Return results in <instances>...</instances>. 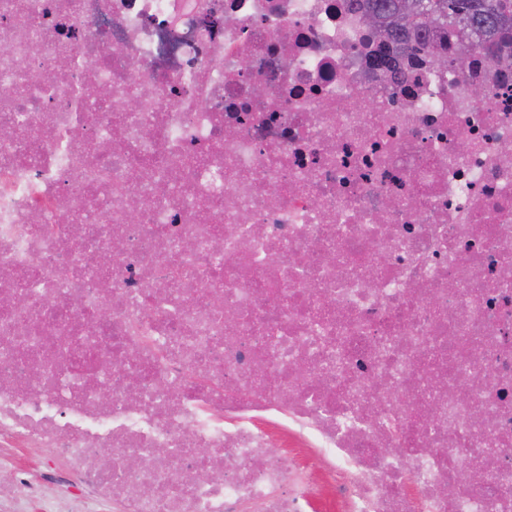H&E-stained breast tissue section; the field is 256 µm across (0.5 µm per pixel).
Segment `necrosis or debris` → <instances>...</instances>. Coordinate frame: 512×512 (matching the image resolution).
Masks as SVG:
<instances>
[{"mask_svg":"<svg viewBox=\"0 0 512 512\" xmlns=\"http://www.w3.org/2000/svg\"><path fill=\"white\" fill-rule=\"evenodd\" d=\"M395 51L350 0H0V512L29 448L81 512H512V42ZM31 458L41 463V473L36 486L43 490L47 498L53 499L60 506L58 512L68 511V506L77 500L78 486L68 481L66 465L59 459L52 457L47 449H37Z\"/></svg>","mask_w":512,"mask_h":512,"instance_id":"4bbe7bcc","label":"necrosis or debris"}]
</instances>
